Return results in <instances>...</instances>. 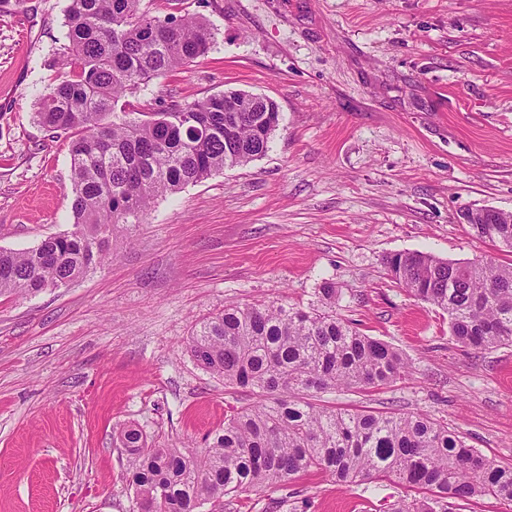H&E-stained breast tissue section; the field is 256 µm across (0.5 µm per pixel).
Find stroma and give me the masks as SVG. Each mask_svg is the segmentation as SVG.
<instances>
[{
    "mask_svg": "<svg viewBox=\"0 0 512 512\" xmlns=\"http://www.w3.org/2000/svg\"><path fill=\"white\" fill-rule=\"evenodd\" d=\"M68 0H0V248L72 231L66 137L34 113L62 73ZM218 31L204 56L123 103L244 90L274 100L267 153L155 199L114 259L65 288L0 296V512H134L113 437L196 452L250 392L186 344L229 302L336 312L409 361L404 379L321 404L423 412L512 464V344L460 347L448 318L393 281L399 252L474 261L466 208L512 210V0H180ZM225 497L224 512H377L413 499L322 474Z\"/></svg>",
    "mask_w": 512,
    "mask_h": 512,
    "instance_id": "stroma-1",
    "label": "stroma"
}]
</instances>
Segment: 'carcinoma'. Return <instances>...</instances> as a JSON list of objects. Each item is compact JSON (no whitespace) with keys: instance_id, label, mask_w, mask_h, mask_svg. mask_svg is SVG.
Masks as SVG:
<instances>
[{"instance_id":"carcinoma-1","label":"carcinoma","mask_w":512,"mask_h":512,"mask_svg":"<svg viewBox=\"0 0 512 512\" xmlns=\"http://www.w3.org/2000/svg\"><path fill=\"white\" fill-rule=\"evenodd\" d=\"M69 71L47 88L37 121L70 139L74 230L25 251L0 249V294L20 297L69 286L112 257V233L151 202L269 149L277 104L246 91L172 102L143 117L118 102L204 55L216 31L190 15L159 17L144 0H69ZM470 234L512 253V214L485 215ZM388 275L417 299L448 314L462 347L512 344V263L443 260L422 252L389 255ZM321 305L231 303L190 336L187 352L224 384L258 401L232 411L199 453L146 446L126 426L116 439L134 455L137 512H201L240 493L259 494L308 473L338 482L388 480L421 495L390 512H447L450 498L493 497L512 504V464L467 444L424 413L336 408L310 397L365 391L402 379L403 355L336 315V288Z\"/></svg>"}]
</instances>
